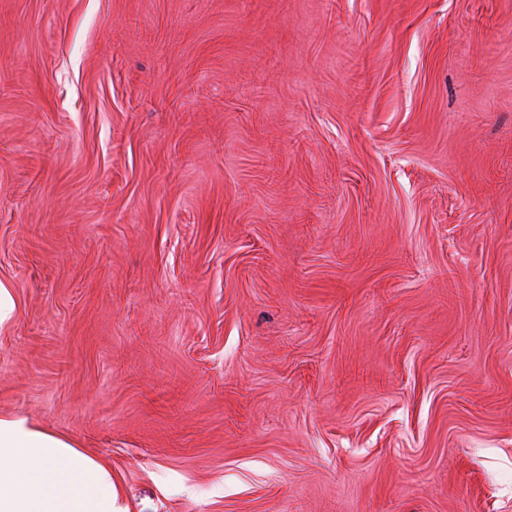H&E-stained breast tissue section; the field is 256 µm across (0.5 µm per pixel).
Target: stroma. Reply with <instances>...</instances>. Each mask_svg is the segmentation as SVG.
Masks as SVG:
<instances>
[{"instance_id":"35a3bbf8","label":"stroma","mask_w":512,"mask_h":512,"mask_svg":"<svg viewBox=\"0 0 512 512\" xmlns=\"http://www.w3.org/2000/svg\"><path fill=\"white\" fill-rule=\"evenodd\" d=\"M0 283L123 512H512V0H0Z\"/></svg>"}]
</instances>
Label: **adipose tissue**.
<instances>
[{"instance_id": "adipose-tissue-1", "label": "adipose tissue", "mask_w": 512, "mask_h": 512, "mask_svg": "<svg viewBox=\"0 0 512 512\" xmlns=\"http://www.w3.org/2000/svg\"><path fill=\"white\" fill-rule=\"evenodd\" d=\"M112 473L27 418H0V512H117Z\"/></svg>"}]
</instances>
